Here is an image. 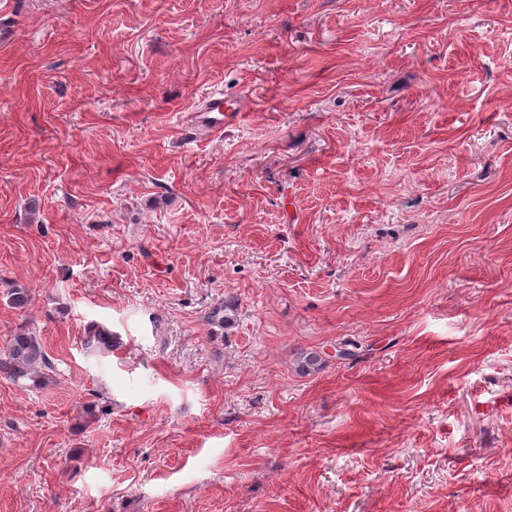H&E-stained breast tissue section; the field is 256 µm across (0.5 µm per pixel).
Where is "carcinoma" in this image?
I'll return each mask as SVG.
<instances>
[{
	"label": "carcinoma",
	"instance_id": "carcinoma-1",
	"mask_svg": "<svg viewBox=\"0 0 512 512\" xmlns=\"http://www.w3.org/2000/svg\"><path fill=\"white\" fill-rule=\"evenodd\" d=\"M116 337L104 328L91 326L84 341L90 354L107 353L112 350ZM321 358L314 352L302 353L298 359L299 370L309 374L320 369ZM55 366L44 351L38 337L30 329L22 328L10 337L7 349L0 357V373L15 383L30 381L40 385L51 377Z\"/></svg>",
	"mask_w": 512,
	"mask_h": 512
}]
</instances>
